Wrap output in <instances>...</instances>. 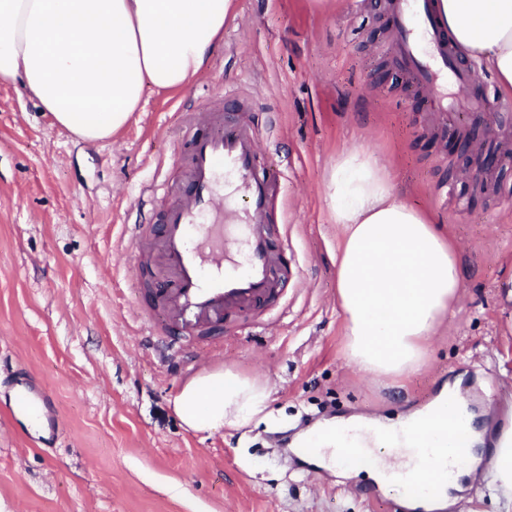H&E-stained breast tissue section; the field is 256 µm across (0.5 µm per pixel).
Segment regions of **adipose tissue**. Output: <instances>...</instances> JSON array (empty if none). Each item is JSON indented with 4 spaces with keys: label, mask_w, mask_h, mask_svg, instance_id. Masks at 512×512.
<instances>
[{
    "label": "adipose tissue",
    "mask_w": 512,
    "mask_h": 512,
    "mask_svg": "<svg viewBox=\"0 0 512 512\" xmlns=\"http://www.w3.org/2000/svg\"><path fill=\"white\" fill-rule=\"evenodd\" d=\"M436 7L456 47L485 64L500 93L512 97V0H438ZM234 10L235 0H0V84L22 85L72 135L104 140L139 111L145 89L186 87ZM326 199L343 232L336 284L348 359L373 378L408 374L459 299L455 245L426 213L397 198L389 174L364 149L337 157ZM270 397L263 382L217 370L188 380L174 408L190 430H237L268 418ZM446 405L466 412L458 383L408 413L401 432L436 438L445 430L438 412ZM468 436V463L452 468L432 496H405L410 512H440L451 490L477 469L489 475L501 512H512V428L491 449L482 448L477 430ZM451 456L445 439L426 457L409 448L398 463L375 459L369 476L383 490L422 483Z\"/></svg>",
    "instance_id": "obj_1"
}]
</instances>
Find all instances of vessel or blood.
<instances>
[{"instance_id":"obj_1","label":"vessel or blood","mask_w":512,"mask_h":512,"mask_svg":"<svg viewBox=\"0 0 512 512\" xmlns=\"http://www.w3.org/2000/svg\"><path fill=\"white\" fill-rule=\"evenodd\" d=\"M436 0H386L389 37L406 79L428 96L431 112L442 125L454 126L459 113L512 124L511 112L492 111L489 99L476 91L473 71L450 43ZM194 133L189 162L180 185L148 186L149 197L164 196L161 223L141 220L124 227L138 254L155 252L159 261L141 276L150 285L143 318L162 316L173 350L191 335L218 339L231 335L237 317L264 314V326L276 318L284 287L298 275L289 228L277 223V202L284 168L262 163L266 148L258 122L241 118L225 124L211 106L191 112ZM24 409L51 407L47 387L29 383L15 396ZM335 458L343 465L364 467L368 449L352 432L336 439Z\"/></svg>"}]
</instances>
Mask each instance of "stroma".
I'll return each mask as SVG.
<instances>
[{
    "instance_id": "1",
    "label": "stroma",
    "mask_w": 512,
    "mask_h": 512,
    "mask_svg": "<svg viewBox=\"0 0 512 512\" xmlns=\"http://www.w3.org/2000/svg\"><path fill=\"white\" fill-rule=\"evenodd\" d=\"M380 0H237L205 68L180 91L145 92L112 138L83 141L18 86L0 87V512H398L392 490L337 464L308 471L293 437L361 415L383 422L461 379L484 447L512 416V166L480 169L453 133L512 149L511 128L447 130L393 63ZM238 95L240 117L277 120L263 136L287 159L280 208L300 267L279 334L252 326L207 350L206 371L231 369L271 391L270 422L188 430L173 402L189 379L176 353L138 317L146 298L123 226L141 190L178 184L184 115ZM362 147L389 169L408 204L453 239L460 300L400 378L359 372L345 351L336 298L342 229L325 181L337 156ZM25 366L56 397L26 425L9 408Z\"/></svg>"
}]
</instances>
